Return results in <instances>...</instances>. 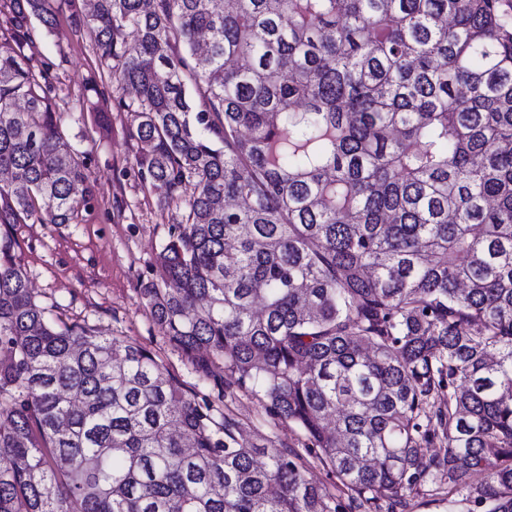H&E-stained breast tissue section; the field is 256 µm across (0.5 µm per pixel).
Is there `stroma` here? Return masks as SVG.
<instances>
[{
    "label": "stroma",
    "instance_id": "obj_1",
    "mask_svg": "<svg viewBox=\"0 0 512 512\" xmlns=\"http://www.w3.org/2000/svg\"><path fill=\"white\" fill-rule=\"evenodd\" d=\"M52 29L30 20L34 71L46 72L60 125L69 142L89 158L92 208L74 224L11 225L14 250L37 302L50 315L85 324L102 336H122L146 347L190 391L215 398L224 415L259 444L297 454L309 478L333 487L328 468L310 456L306 435L271 416L262 394L233 383L223 364L213 383H201L187 359L165 339L140 290L152 278L172 224L186 212L183 201L162 202L159 191L142 185L136 166L137 121L120 109L131 88L98 67L93 39L75 15L86 0H51Z\"/></svg>",
    "mask_w": 512,
    "mask_h": 512
}]
</instances>
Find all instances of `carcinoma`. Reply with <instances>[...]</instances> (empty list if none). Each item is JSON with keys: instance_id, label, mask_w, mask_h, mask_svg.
<instances>
[{"instance_id": "carcinoma-1", "label": "carcinoma", "mask_w": 512, "mask_h": 512, "mask_svg": "<svg viewBox=\"0 0 512 512\" xmlns=\"http://www.w3.org/2000/svg\"><path fill=\"white\" fill-rule=\"evenodd\" d=\"M0 224H73L13 0ZM504 0H94L83 24L182 198L141 289L164 337L259 390L338 480L247 439L143 346L52 319L0 235V512H401L444 472L512 512V23ZM428 448L436 449L426 456Z\"/></svg>"}]
</instances>
